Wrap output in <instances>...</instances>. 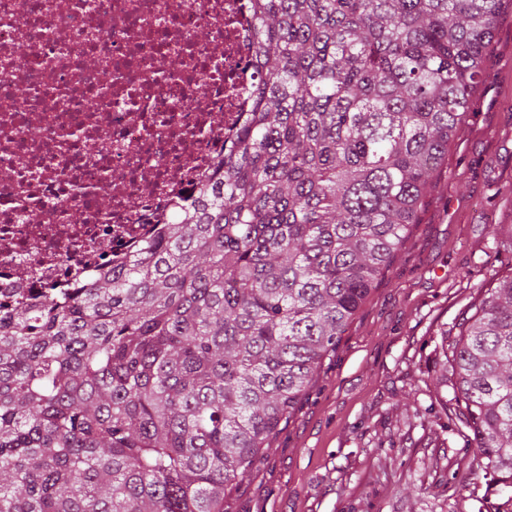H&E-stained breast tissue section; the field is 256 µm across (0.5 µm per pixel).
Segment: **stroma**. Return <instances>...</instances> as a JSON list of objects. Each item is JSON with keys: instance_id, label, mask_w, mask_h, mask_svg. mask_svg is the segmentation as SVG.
I'll list each match as a JSON object with an SVG mask.
<instances>
[{"instance_id": "stroma-1", "label": "stroma", "mask_w": 512, "mask_h": 512, "mask_svg": "<svg viewBox=\"0 0 512 512\" xmlns=\"http://www.w3.org/2000/svg\"><path fill=\"white\" fill-rule=\"evenodd\" d=\"M511 222L512 7L418 224L224 512H477L484 487L461 503L449 488L475 485L478 459L429 412L427 385L441 330L512 263L490 232Z\"/></svg>"}]
</instances>
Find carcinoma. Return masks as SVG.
I'll use <instances>...</instances> for the list:
<instances>
[{
    "label": "carcinoma",
    "instance_id": "cac0c4a2",
    "mask_svg": "<svg viewBox=\"0 0 512 512\" xmlns=\"http://www.w3.org/2000/svg\"><path fill=\"white\" fill-rule=\"evenodd\" d=\"M509 0H253L260 75L214 172L87 288L0 303V512H224L419 222ZM434 394L512 487V274Z\"/></svg>",
    "mask_w": 512,
    "mask_h": 512
}]
</instances>
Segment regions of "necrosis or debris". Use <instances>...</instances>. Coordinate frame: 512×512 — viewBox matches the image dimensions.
<instances>
[{
  "label": "necrosis or debris",
  "instance_id": "4bbe7bcc",
  "mask_svg": "<svg viewBox=\"0 0 512 512\" xmlns=\"http://www.w3.org/2000/svg\"><path fill=\"white\" fill-rule=\"evenodd\" d=\"M254 24L250 0H0L1 301L85 285L195 194L249 110Z\"/></svg>",
  "mask_w": 512,
  "mask_h": 512
}]
</instances>
